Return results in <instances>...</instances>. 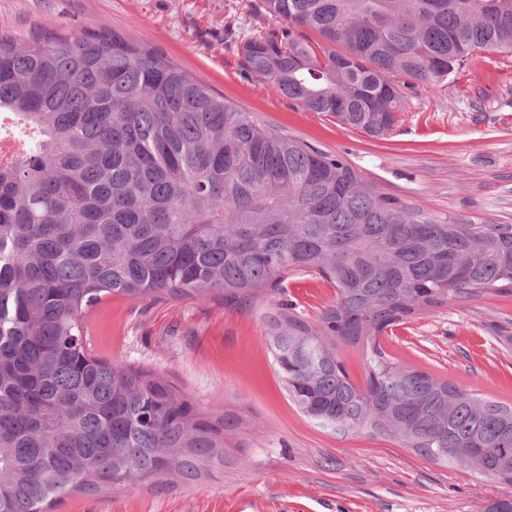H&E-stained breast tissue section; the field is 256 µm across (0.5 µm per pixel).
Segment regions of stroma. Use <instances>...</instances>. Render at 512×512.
<instances>
[{"instance_id":"35a3bbf8","label":"stroma","mask_w":512,"mask_h":512,"mask_svg":"<svg viewBox=\"0 0 512 512\" xmlns=\"http://www.w3.org/2000/svg\"><path fill=\"white\" fill-rule=\"evenodd\" d=\"M257 3L0 0V32L25 40L50 26L105 29L149 45L266 125L341 154L385 192L451 220L512 224V55L490 54L436 87H411L396 124L377 139L245 74L224 28L277 27ZM279 298L313 320L336 290L299 271ZM262 312L220 296L105 300L94 312L101 357L151 371L237 425L224 432L223 464L196 480L78 493L57 512H481L512 499V486L429 461L390 437L340 434L306 418L288 398ZM381 344L403 365L512 404V294L424 312Z\"/></svg>"}]
</instances>
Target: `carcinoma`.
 <instances>
[{
    "label": "carcinoma",
    "instance_id": "cac0c4a2",
    "mask_svg": "<svg viewBox=\"0 0 512 512\" xmlns=\"http://www.w3.org/2000/svg\"><path fill=\"white\" fill-rule=\"evenodd\" d=\"M260 9L282 27L235 41L241 65L374 138L395 125L409 81L437 86L512 52V0ZM0 139L21 146L0 162V512H53L75 492L192 480L224 462L231 419L95 353L88 320L114 295L267 303L269 345L306 417L512 485V405L403 366L380 343L424 311L512 293V224L451 222L384 193L104 30L0 34ZM296 271L336 288L315 320L271 303ZM339 343L362 355L364 385Z\"/></svg>",
    "mask_w": 512,
    "mask_h": 512
}]
</instances>
